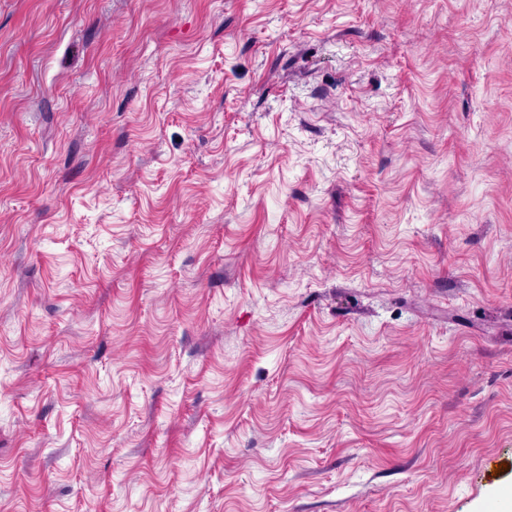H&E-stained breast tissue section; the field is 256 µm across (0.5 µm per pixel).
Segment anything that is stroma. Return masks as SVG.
I'll use <instances>...</instances> for the list:
<instances>
[{"label":"stroma","instance_id":"35a3bbf8","mask_svg":"<svg viewBox=\"0 0 512 512\" xmlns=\"http://www.w3.org/2000/svg\"><path fill=\"white\" fill-rule=\"evenodd\" d=\"M511 487L512 0H0V512Z\"/></svg>","mask_w":512,"mask_h":512}]
</instances>
